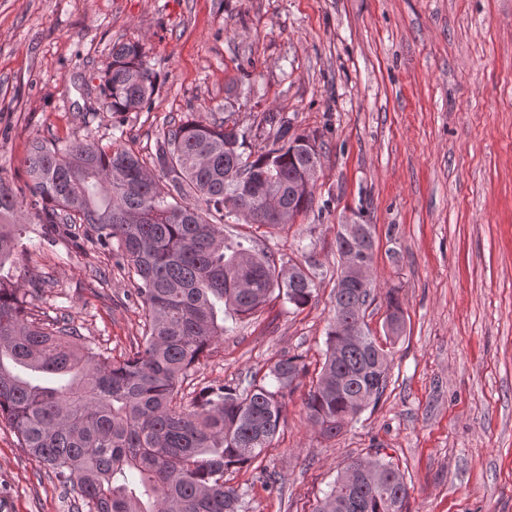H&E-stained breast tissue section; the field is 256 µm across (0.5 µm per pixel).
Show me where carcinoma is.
Listing matches in <instances>:
<instances>
[{
    "mask_svg": "<svg viewBox=\"0 0 512 512\" xmlns=\"http://www.w3.org/2000/svg\"><path fill=\"white\" fill-rule=\"evenodd\" d=\"M155 89L149 62L135 43L112 46L104 77L106 112L151 109ZM257 128L272 134L260 151L224 122L187 119L156 143L155 171L131 150L96 140H36L25 158L28 206L55 234L84 224L103 250L117 241V265L127 269L144 314L142 349L122 360L82 341L66 320H34L13 272L21 234L14 217L24 201L0 184V417L32 459L76 493V512H239L241 497L224 472L254 462L280 426L282 400L304 371L298 356L270 367L272 387L256 376L206 387L184 404L179 390L190 372L224 341L225 309L250 316L278 292L300 309L313 297L307 270L294 265L280 278L272 255L224 237L233 219L269 228L261 210L312 207L320 154L306 135L291 132L277 112ZM310 172L307 190L296 192ZM371 224H345L336 237L341 266L327 351L306 408L311 423L334 436L389 382V352L355 325L372 281ZM386 323L394 335L405 320L389 297ZM357 326L356 335L346 329ZM403 474L390 462L358 458L338 476L313 512H406Z\"/></svg>",
    "mask_w": 512,
    "mask_h": 512,
    "instance_id": "1",
    "label": "carcinoma"
}]
</instances>
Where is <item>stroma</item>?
Wrapping results in <instances>:
<instances>
[{"label": "stroma", "mask_w": 512, "mask_h": 512, "mask_svg": "<svg viewBox=\"0 0 512 512\" xmlns=\"http://www.w3.org/2000/svg\"><path fill=\"white\" fill-rule=\"evenodd\" d=\"M134 42L156 85L150 110L103 111L112 47ZM280 113L320 153L312 210L295 223H228L280 265L311 274L296 308L273 296L225 315L224 342L181 394L306 366L270 448L225 478L240 512H311L354 459L393 462L408 512H512V0H0V181L25 186L34 139L117 142L151 158L173 122L228 121L259 146ZM344 224L374 228L363 312L391 353L388 387L335 437L305 400L327 349ZM29 311L65 319L116 359L142 343L134 284L82 229L22 225ZM405 318L388 338L386 296ZM72 494L0 421V512H73Z\"/></svg>", "instance_id": "stroma-1"}]
</instances>
